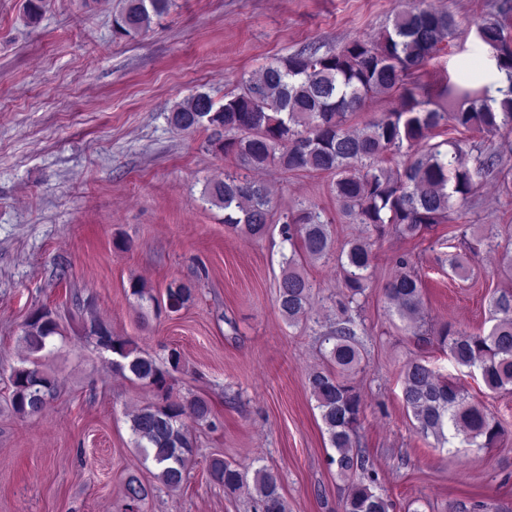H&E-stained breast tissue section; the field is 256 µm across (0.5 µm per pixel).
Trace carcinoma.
Here are the masks:
<instances>
[{
  "label": "carcinoma",
  "mask_w": 512,
  "mask_h": 512,
  "mask_svg": "<svg viewBox=\"0 0 512 512\" xmlns=\"http://www.w3.org/2000/svg\"><path fill=\"white\" fill-rule=\"evenodd\" d=\"M172 0H119L113 17L115 34L134 39L146 33L154 18L169 11ZM454 18L429 6L398 13L378 39H354L336 52L320 54L301 50L275 57L262 66L259 76L245 79L238 92L224 96L215 107L205 92H197L174 105L169 121L182 131H211V147L234 156L244 167L260 170L277 164L286 171H309L336 176V198L346 213L363 228L366 238L348 243L336 254L342 271V299L336 304L342 317L324 333L326 366L310 372L307 387L316 401L320 419L336 455L330 464L347 482L340 512H392L393 504L376 491L377 474L355 437L364 414L360 393L349 376L362 362L358 340L359 296L369 287L375 255L372 236L381 237L392 228L401 235L416 236L435 224H443L454 207V198L472 193L473 172L491 165V158L476 148L475 169L460 160L462 151L447 153L432 146L413 154L400 168L388 166L389 157L402 149L420 145L440 127L486 136L512 133V28L506 22L485 20L477 26L479 39L493 51L497 70L506 86L500 97L487 89H444L445 102L428 109L405 89L409 104L386 112L362 128L350 125L372 97L403 86L404 77L422 68L451 38ZM206 195L224 209V224L232 231L253 237L265 234L273 209L267 187L256 180L227 172L224 179L209 183ZM283 240L290 246L284 257L276 304L290 324L306 321L314 283L301 271L303 263L331 255L329 222L321 210L309 204L297 213H285ZM398 271L385 286L387 300L401 318L414 320L423 307V282L407 256L397 259ZM131 295L156 307L180 309L195 299L191 283L173 280L165 288L166 302L152 289L134 282ZM494 324L486 334L457 331L448 325L427 335H413L424 344L437 345L454 366L479 372L492 391L512 387V290L495 291L489 301ZM96 346L109 351L113 366L151 387L158 401L136 410L130 417L134 447L156 468L154 478L169 492L180 490L187 480L195 455L191 424L210 418L208 403L200 397L172 395V373L181 369V354L172 350L167 362L159 363L134 343L112 335L106 324L93 321L86 327ZM59 334L55 311L34 310L22 327L21 341L30 365L11 374V407L21 418L39 415L55 382L40 368L34 356ZM403 399L417 433L432 435L448 451L463 448H495L504 436L500 423L457 383L424 361L416 360L401 371ZM208 475L224 492L256 494L260 512H288L277 472L267 467L248 469L216 455ZM150 487L132 477L125 484L130 506L146 500Z\"/></svg>",
  "instance_id": "obj_1"
}]
</instances>
